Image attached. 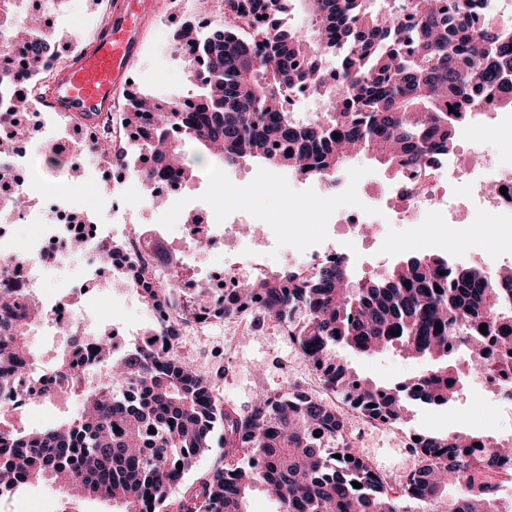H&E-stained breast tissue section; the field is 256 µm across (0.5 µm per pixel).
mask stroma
<instances>
[{
    "instance_id": "stroma-1",
    "label": "stroma",
    "mask_w": 512,
    "mask_h": 512,
    "mask_svg": "<svg viewBox=\"0 0 512 512\" xmlns=\"http://www.w3.org/2000/svg\"><path fill=\"white\" fill-rule=\"evenodd\" d=\"M113 0H66L61 11H54L51 0H26L16 15L17 26L27 24L30 12L43 10L51 29L63 45L64 60H71L82 42L97 32L101 18L110 10ZM201 9L200 0H155L154 9L140 34V52L131 68L134 89L157 100H192L199 93L189 78L187 57L174 45V34L186 20ZM472 142L485 143L502 155L512 154V124L488 125L479 121L460 128L455 146ZM79 173L71 179V199L78 211L106 217L110 201V185H122L132 195H139L141 184L127 171L103 166L91 154L77 158ZM230 179L223 184L202 182L199 189H187L169 197L166 207L155 210L141 206L132 210V224L167 225L171 239L181 240L182 226L191 211L208 217L211 209L225 205L227 211L241 216H264V237L271 243L268 269L272 272L293 268V258L311 244L340 245L351 255L349 274L352 280H365L385 273L408 256L438 254L463 264L485 266L497 259L512 266V248L497 247L501 233L512 232V225L500 224L498 217L485 213L471 218L461 214L457 193H449L448 209L455 221L437 215L425 216L419 223L398 222L395 213L380 216L375 228L357 240L346 238L329 213L333 204L318 190L288 168H273L255 161L231 169ZM342 175L345 179L341 197L343 205L364 206L368 193L393 184L396 174L373 154L359 153L349 158ZM88 273L80 263L71 267H53L47 273L50 292L77 299L90 321L106 317L108 325L149 328L140 301L125 297L112 277H104L89 286ZM186 346L192 354V366L202 377L217 387L225 403L244 408L260 392L277 393L296 384L311 372L310 366L295 345L285 339L280 325L271 320L247 327L224 321L204 338L188 336ZM339 359L347 361L362 378L391 387L423 374L431 359H412L398 349L387 348L369 355L346 347L336 350ZM81 410L79 398H55L34 405L21 415L12 416L16 429L42 427L44 421L73 419ZM349 431L357 448L373 466L390 481H398L415 466L416 459L405 448L410 433L444 435L469 432L501 438L512 433V411L503 408L492 393L476 381L465 382L458 395L442 407L411 404L404 423L385 428L365 424L358 416H350ZM61 495L50 483H33L15 493L0 496V505L10 512H58Z\"/></svg>"
}]
</instances>
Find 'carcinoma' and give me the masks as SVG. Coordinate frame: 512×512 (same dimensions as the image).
<instances>
[{
	"label": "carcinoma",
	"mask_w": 512,
	"mask_h": 512,
	"mask_svg": "<svg viewBox=\"0 0 512 512\" xmlns=\"http://www.w3.org/2000/svg\"><path fill=\"white\" fill-rule=\"evenodd\" d=\"M18 2L0 0V30L29 53L17 80L33 87L48 64L29 29L12 26ZM304 2L311 17L305 34L275 26L244 35L222 26L202 38L190 25L180 28L177 48H193L194 62L205 65L200 99L159 103L127 91L122 122L149 139L148 153L134 157L120 147L103 160L119 168L138 162L145 179L161 171L191 181L195 171L183 147L192 142L221 167L261 159L304 176L326 175L351 155L371 152L398 174L403 164L423 167L451 152L456 128L488 101L512 105V28L476 25L481 0H389L377 13L367 11L368 0ZM224 6L271 11L281 0ZM309 56L328 58L331 78L306 63ZM303 85L324 90V110L312 120L283 111L285 94ZM26 112L20 98L0 106V153L29 134ZM112 260L107 251L101 264L142 283L138 268H114ZM258 296L265 308L252 320L288 323L321 382L372 420L398 423L412 402L448 404L463 386L464 371L448 364L460 348L474 353L488 339L503 359L512 358V275L493 278L436 254L409 257L355 284L339 265L266 274L239 284L214 311L232 317ZM35 308L33 301L21 314L10 295L0 294V388L34 360L24 320ZM340 345L359 354L395 347L435 365L388 388L336 360ZM118 362L106 381L81 394L86 408L76 418L24 433L0 429V494L50 481L67 492L60 512L99 498L119 512H245L247 496L260 487L272 491L279 512H512L482 484L505 453L481 436L419 435V466L393 487L350 441L347 415L294 386L240 410L224 404L184 351L147 342ZM147 425L156 433L143 435ZM217 429L213 470L182 486ZM452 484L460 490L450 497Z\"/></svg>",
	"instance_id": "1"
}]
</instances>
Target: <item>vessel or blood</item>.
Segmentation results:
<instances>
[{"mask_svg": "<svg viewBox=\"0 0 512 512\" xmlns=\"http://www.w3.org/2000/svg\"><path fill=\"white\" fill-rule=\"evenodd\" d=\"M151 9V0H114L97 34L58 69L49 92L57 112L81 116L88 125L111 112L130 78L139 28Z\"/></svg>", "mask_w": 512, "mask_h": 512, "instance_id": "1", "label": "vessel or blood"}]
</instances>
